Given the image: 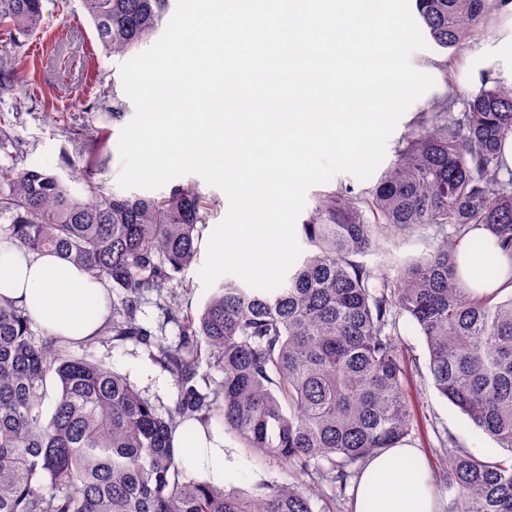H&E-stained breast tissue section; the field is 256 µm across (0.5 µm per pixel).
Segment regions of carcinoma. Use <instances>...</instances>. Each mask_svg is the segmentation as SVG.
Segmentation results:
<instances>
[{
    "instance_id": "obj_1",
    "label": "carcinoma",
    "mask_w": 512,
    "mask_h": 512,
    "mask_svg": "<svg viewBox=\"0 0 512 512\" xmlns=\"http://www.w3.org/2000/svg\"><path fill=\"white\" fill-rule=\"evenodd\" d=\"M102 49L124 56L157 32L168 0H81ZM430 39L454 52L491 24L495 0H414ZM44 0H0V31L40 29ZM16 58L0 52V95L13 91ZM512 84L482 78L417 113L397 158L362 196L319 194L300 224L307 250L284 283L261 291L227 280L175 345L157 343L178 398L157 411L120 373L37 338L21 307L0 301V512H314L328 487L343 494L371 455L419 429L393 339L400 310L425 337L439 393L509 456L450 452L448 512H512V294L471 295L457 248L499 247L512 263ZM208 202L178 185L160 198L72 193L42 168L0 169V238L51 251L119 289L99 331L149 342L136 322L148 293L173 289L197 262ZM441 237L427 257L391 277L355 261L401 234ZM223 372L199 379L201 353ZM58 388L48 391V379ZM217 420L248 450L285 465L253 495L185 477L178 426Z\"/></svg>"
}]
</instances>
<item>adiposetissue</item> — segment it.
Segmentation results:
<instances>
[{
	"label": "adipose tissue",
	"mask_w": 512,
	"mask_h": 512,
	"mask_svg": "<svg viewBox=\"0 0 512 512\" xmlns=\"http://www.w3.org/2000/svg\"><path fill=\"white\" fill-rule=\"evenodd\" d=\"M460 271L478 295L512 291V263L498 249L485 254L458 248ZM0 298L16 302L33 321L71 342L95 336L107 315L108 292L69 261L50 252L19 253L0 245ZM186 469L210 473L214 483L224 480L223 440L196 432H176ZM435 486L417 449L388 448L371 458L354 489L353 512H439Z\"/></svg>",
	"instance_id": "ef3b65f1"
}]
</instances>
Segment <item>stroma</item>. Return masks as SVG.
Listing matches in <instances>:
<instances>
[{
    "label": "stroma",
    "mask_w": 512,
    "mask_h": 512,
    "mask_svg": "<svg viewBox=\"0 0 512 512\" xmlns=\"http://www.w3.org/2000/svg\"><path fill=\"white\" fill-rule=\"evenodd\" d=\"M503 27V20H495L478 31L457 54L455 66L460 91L472 90L474 72L498 67L496 47L503 36ZM11 52L21 59L12 82L22 90L19 100L23 112L15 114L11 102L0 101V128L7 129L20 150L0 151V167L52 170L78 196L92 191L119 192L118 177L123 167L119 136L124 122L134 115V105L123 89L122 57L103 53L81 0H45L41 28L33 36L20 38ZM116 100L123 104L124 115L119 121L112 118V103ZM77 123L101 133L99 161L87 181L74 177L87 160L80 137L72 133ZM435 246L432 233H415L400 238L396 246L363 255L362 261L393 274L431 253ZM168 303V298L153 293L144 296L137 319L155 336L173 344L179 339V329L165 318ZM394 339L408 363L406 389L420 421L418 431L406 443L419 449L434 482L440 485L448 450L493 453L497 446L438 393L427 368L429 355L425 339L405 314L396 316ZM75 352L113 367L158 412L174 406L178 397L175 382L144 345L97 343L76 347ZM211 429L224 439L226 490L250 493L259 484L282 479L280 463L273 460L259 463L219 422H212ZM438 496L440 505H447L450 494L441 485Z\"/></svg>",
    "instance_id": "obj_1"
}]
</instances>
